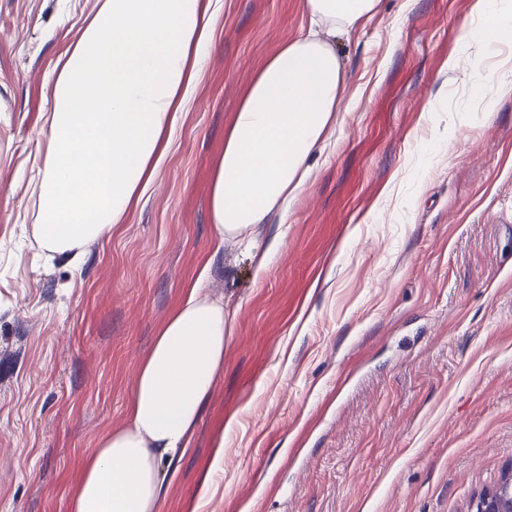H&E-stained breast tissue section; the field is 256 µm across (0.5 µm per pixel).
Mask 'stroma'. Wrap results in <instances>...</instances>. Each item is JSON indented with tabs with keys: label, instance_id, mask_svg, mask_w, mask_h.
Listing matches in <instances>:
<instances>
[{
	"label": "stroma",
	"instance_id": "35a3bbf8",
	"mask_svg": "<svg viewBox=\"0 0 512 512\" xmlns=\"http://www.w3.org/2000/svg\"><path fill=\"white\" fill-rule=\"evenodd\" d=\"M103 0H0V512H69L138 361L199 271L233 333L159 512H470L512 467V84L459 25L472 0H379L337 36L336 146L263 270L217 244L210 189L303 0H218L174 145L109 241L48 255L36 140L52 76ZM457 68H449V61Z\"/></svg>",
	"mask_w": 512,
	"mask_h": 512
}]
</instances>
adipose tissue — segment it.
Returning a JSON list of instances; mask_svg holds the SVG:
<instances>
[{
	"instance_id": "ef3b65f1",
	"label": "adipose tissue",
	"mask_w": 512,
	"mask_h": 512,
	"mask_svg": "<svg viewBox=\"0 0 512 512\" xmlns=\"http://www.w3.org/2000/svg\"><path fill=\"white\" fill-rule=\"evenodd\" d=\"M379 0H304L308 25L256 75L224 134L211 187L218 241L264 269L258 227L287 220L309 158L336 129L345 75L329 38L371 19ZM203 0H103L58 64L40 148V235L65 252L110 235L170 151L212 40ZM478 44L512 41V0H473ZM82 164H73V157ZM231 327L203 279L141 359L126 425L103 435L71 512H158L161 468L186 448L224 362Z\"/></svg>"
}]
</instances>
